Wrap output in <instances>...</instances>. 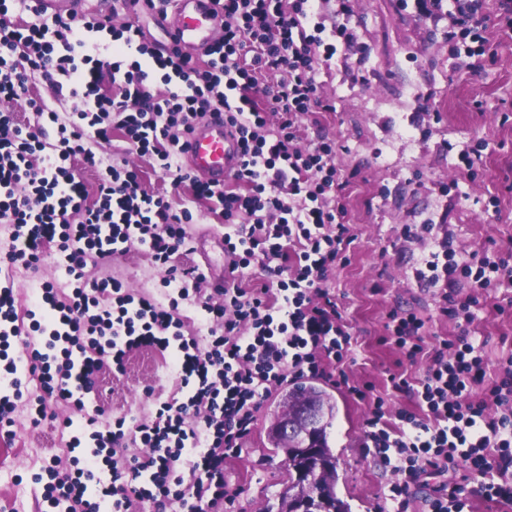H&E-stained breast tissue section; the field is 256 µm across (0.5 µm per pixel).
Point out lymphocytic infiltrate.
Returning a JSON list of instances; mask_svg holds the SVG:
<instances>
[{
    "label": "lymphocytic infiltrate",
    "mask_w": 512,
    "mask_h": 512,
    "mask_svg": "<svg viewBox=\"0 0 512 512\" xmlns=\"http://www.w3.org/2000/svg\"><path fill=\"white\" fill-rule=\"evenodd\" d=\"M217 2L223 33L196 59L175 45L157 51L138 24L137 0H117L108 14L55 17L39 12L36 0H0V223L9 230L0 253V375L10 387L0 393V430L13 426L23 384L40 390L30 405L36 419L45 418L50 399L80 409L104 364L123 371L128 354L145 347L173 350L185 390L131 424L88 417L90 457L69 474L45 469L43 500L51 512H98L106 500L113 512H134L146 500L156 512L174 504L224 512L240 495L225 481L224 464L240 456L262 401L298 377L326 376L327 361L343 362L349 352L351 336L325 286L352 241L346 207L337 201L343 180L336 145H302L301 122L332 111L317 94V78L356 36L345 25H326L314 0ZM451 2L448 37L476 43L468 68L481 71L485 0ZM19 12L31 21H17ZM38 75L47 93L34 97L30 82ZM106 77L108 95L101 92ZM59 103L70 111H56ZM19 107L32 110L33 121L21 123ZM218 112L239 135L241 159L232 185L211 187L183 169L179 156L194 123ZM116 130L173 187L189 186L223 219L231 271L258 264L268 281L210 292L196 268L175 266L194 214L143 189L136 167L108 165L89 196L68 163L99 165L93 146ZM136 243L163 274L162 299L94 276L119 246ZM440 246L441 261L427 262L416 278L445 285L439 312L461 323L458 336L430 351L421 318L388 315L390 339L405 360H430L417 383L389 376L394 390L413 394L416 411L399 410L396 425H388L372 384L348 388L373 406L363 445L395 476L392 512H407L408 489L422 475L451 469L456 478L435 487L427 512H471L475 494L512 503V356L487 379L482 347L467 329L472 302L454 292L468 279L484 288L511 274L512 254L463 259L449 234ZM50 257L64 267L66 284L37 280L33 309L18 315L13 270L38 271ZM184 306L207 323L205 339L184 336ZM18 337L20 354L13 349ZM478 385L485 388L480 398L472 395ZM128 438L140 440L145 454L124 458L104 482L96 473L100 456L116 455Z\"/></svg>",
    "instance_id": "lymphocytic-infiltrate-1"
}]
</instances>
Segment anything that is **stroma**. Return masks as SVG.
Returning <instances> with one entry per match:
<instances>
[{"instance_id": "stroma-1", "label": "stroma", "mask_w": 512, "mask_h": 512, "mask_svg": "<svg viewBox=\"0 0 512 512\" xmlns=\"http://www.w3.org/2000/svg\"><path fill=\"white\" fill-rule=\"evenodd\" d=\"M325 12L329 22L347 24L357 35L356 58L333 60L319 77L333 111L302 123L304 143L335 140V164L346 182L341 198L353 241L346 262L328 275L352 337L354 360L344 370L350 380L372 383L391 410H412L415 398L396 392L388 380L399 358L385 339L389 311L421 317L428 344L458 334L455 321L437 316L439 298L415 281L416 268L446 230L464 256L487 248L512 251V37L500 30L495 0H487L485 68L473 74L465 66L466 43L448 40L447 16L425 18L414 0H351L346 15L338 0H327ZM479 139L488 147L471 175L458 153ZM123 145L121 131H113L111 142L95 147L102 166L79 163L74 175L92 191L107 165L125 159L139 168L144 188L166 191L176 204L189 199L187 187H172L159 169L136 154H122ZM405 224L418 225L415 237L401 238ZM107 273L131 292L162 295L161 273L144 247L114 258ZM457 293L478 297L470 331L486 338L484 359L495 370L512 350V280L478 292L462 286ZM97 385V396L85 398L88 408L133 419L153 408L146 389L164 400L178 394L180 379L169 352L141 349L129 354L124 372L103 367ZM331 391L337 404L329 438L339 459L336 493L350 512H385L394 476L362 446L369 408L344 387ZM278 400L274 394L262 403L241 456L224 465L225 480L242 489L234 512H266L288 478L267 437ZM47 412L48 420L35 426L26 407H18L12 435L0 436V512H37L44 488L34 476L52 458L69 460V437H78L84 450L93 447L77 410L51 402ZM57 416L72 419L67 433L55 429Z\"/></svg>"}]
</instances>
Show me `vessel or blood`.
Returning <instances> with one entry per match:
<instances>
[{
  "label": "vessel or blood",
  "instance_id": "1",
  "mask_svg": "<svg viewBox=\"0 0 512 512\" xmlns=\"http://www.w3.org/2000/svg\"><path fill=\"white\" fill-rule=\"evenodd\" d=\"M216 0H175L169 31L186 50H209L221 27ZM185 167L198 179L219 187L240 163V143L223 120L208 118L198 123L185 139Z\"/></svg>",
  "mask_w": 512,
  "mask_h": 512
}]
</instances>
